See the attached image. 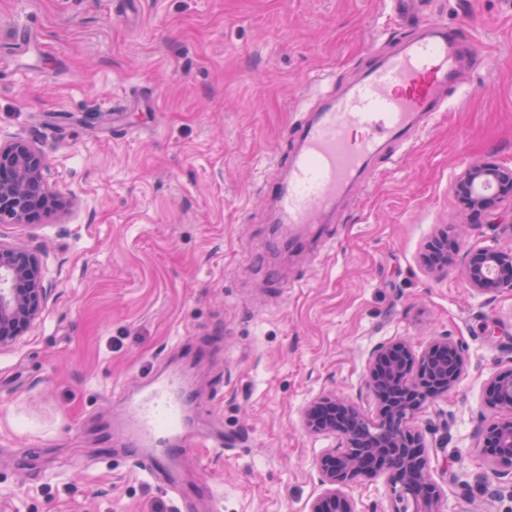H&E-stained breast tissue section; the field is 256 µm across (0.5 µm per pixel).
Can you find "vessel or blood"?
<instances>
[{"instance_id":"vessel-or-blood-1","label":"vessel or blood","mask_w":512,"mask_h":512,"mask_svg":"<svg viewBox=\"0 0 512 512\" xmlns=\"http://www.w3.org/2000/svg\"><path fill=\"white\" fill-rule=\"evenodd\" d=\"M417 0H394V15L417 32L387 54H375L344 91L318 92V108L296 123L287 177L266 188L271 221L293 250L304 249L348 191L375 177L379 160L398 165L421 129L448 111L475 52L464 24H420ZM184 388L177 376H153L126 396L120 424L135 463L147 477L167 475L179 501L193 489L178 464L191 449L224 447L218 436L187 434Z\"/></svg>"}]
</instances>
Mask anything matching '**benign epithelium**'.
Segmentation results:
<instances>
[{
    "mask_svg": "<svg viewBox=\"0 0 512 512\" xmlns=\"http://www.w3.org/2000/svg\"><path fill=\"white\" fill-rule=\"evenodd\" d=\"M45 155L27 140L0 141V223L28 224L44 212L58 210L63 198L47 184ZM466 205L487 223L512 231V167L468 166L454 183ZM441 240L431 249V268L452 263ZM463 272L479 295L512 290V250L472 249L464 257ZM47 262L21 244L0 242V353L10 351L40 320L48 298ZM466 371L460 344L438 336L418 351L404 341L373 350L365 386L379 404L376 416L334 393L314 397L304 408L303 421L313 433L333 439L314 460L322 492L308 512H356L344 488L361 477L388 475L387 485L396 503L394 512H442L443 494L434 479L422 432L409 423L432 398L456 387ZM484 401L500 412L495 422L481 428L483 453L492 465L512 468V368L487 380Z\"/></svg>",
    "mask_w": 512,
    "mask_h": 512,
    "instance_id": "benign-epithelium-1",
    "label": "benign epithelium"
}]
</instances>
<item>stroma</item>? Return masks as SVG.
<instances>
[{
    "mask_svg": "<svg viewBox=\"0 0 512 512\" xmlns=\"http://www.w3.org/2000/svg\"><path fill=\"white\" fill-rule=\"evenodd\" d=\"M422 18L467 20L464 96L297 255L264 187L316 87L343 90L411 35L387 0H0V139L41 149L70 201L0 224L51 270L40 324L0 354V512H208L213 492L223 512H307L331 440L306 430V404L333 390L376 413L373 349L443 335L467 370L415 421L443 510L512 512L477 437L499 416L487 379L512 368V291L480 296L459 264L423 262L443 232L458 257L512 250L453 188L468 165L512 166V0H429ZM170 370L194 392L191 427L227 442L185 457L183 508L112 430L119 392ZM347 493L393 510L385 474Z\"/></svg>",
    "mask_w": 512,
    "mask_h": 512,
    "instance_id": "stroma-1",
    "label": "stroma"
}]
</instances>
